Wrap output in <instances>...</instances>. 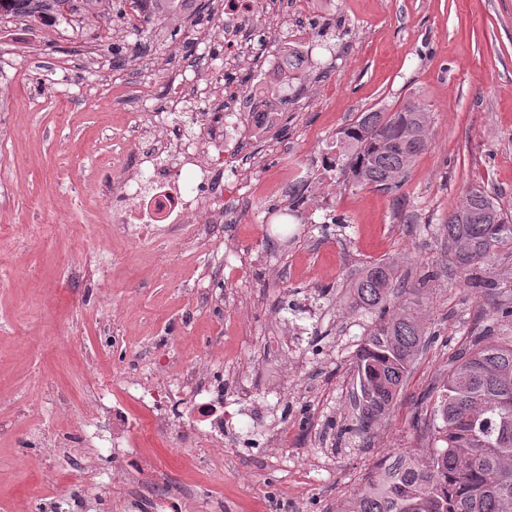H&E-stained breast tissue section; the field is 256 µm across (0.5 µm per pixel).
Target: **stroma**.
<instances>
[{
  "label": "stroma",
  "instance_id": "stroma-1",
  "mask_svg": "<svg viewBox=\"0 0 512 512\" xmlns=\"http://www.w3.org/2000/svg\"><path fill=\"white\" fill-rule=\"evenodd\" d=\"M106 27L96 17L60 24L0 69V512L22 500L57 506L90 456L102 478L117 459L134 479L87 512H338L385 455L431 452L416 424L453 353L484 329L512 336L497 318L512 306V252L457 268L442 226L475 188L512 215V0H277L249 31L248 61L210 72L223 90L214 109L233 108L273 68L277 39L302 45L315 69L293 87L273 143H257L251 179L303 174L321 206L288 219L287 196L268 189L205 246L112 234L100 185L120 117L83 58L91 49L111 60ZM144 41L124 73L147 87L149 109L187 119L192 106H173L167 88L193 59L188 26H155ZM195 45L224 54L214 39ZM409 102L429 112V142L398 194L322 176L315 151L326 139L359 113ZM378 261L414 287L430 338L385 421L362 433L354 357L374 317L349 308L348 288ZM304 297L312 319L281 310ZM202 358L224 373L225 406L262 409L249 430L287 428L286 446L184 447L154 432L139 392L116 379L131 367L172 395L181 369ZM98 379L112 380L103 401L129 420L130 440L114 441L108 421L82 425ZM53 430L70 453L28 467Z\"/></svg>",
  "mask_w": 512,
  "mask_h": 512
}]
</instances>
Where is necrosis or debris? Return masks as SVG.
<instances>
[{
  "label": "necrosis or debris",
  "mask_w": 512,
  "mask_h": 512,
  "mask_svg": "<svg viewBox=\"0 0 512 512\" xmlns=\"http://www.w3.org/2000/svg\"><path fill=\"white\" fill-rule=\"evenodd\" d=\"M266 9V0H219L225 57L238 53L243 33ZM112 91L126 116L123 148L112 156L109 220L117 237L129 239L130 225L138 224L145 236L163 231L181 240L196 239L213 234L217 224L246 205L247 194L225 192L224 170L238 162L246 131L264 133L279 124L277 100L260 98L248 113L228 112L212 124L208 115L217 87L200 69L186 66L171 88V99L196 106L201 131L191 134L174 125L169 113L145 111L148 94L133 78L113 76ZM182 383L183 395L156 410L154 425L194 445H230L227 431L238 415L225 411L224 386L211 375L207 361L186 367Z\"/></svg>",
  "instance_id": "necrosis-or-debris-1"
}]
</instances>
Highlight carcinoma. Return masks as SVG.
Wrapping results in <instances>:
<instances>
[{"label":"carcinoma","mask_w":512,"mask_h":512,"mask_svg":"<svg viewBox=\"0 0 512 512\" xmlns=\"http://www.w3.org/2000/svg\"><path fill=\"white\" fill-rule=\"evenodd\" d=\"M29 17L49 9L61 13L86 6L110 18L118 0H32ZM154 13L169 25L181 24L177 0H123ZM283 65L266 79L265 92L277 96L309 75V58L281 43ZM429 115L415 103L396 112L369 111L343 128L332 141L331 164L343 183L384 193L401 187L417 156L428 144ZM310 182L299 181L288 204H304ZM452 260L459 268L491 261L512 246V221L488 193L464 194L444 220ZM396 269L378 262L353 282L349 307L377 315L356 353L360 395L358 430L381 423L394 406L428 336L426 314L395 296ZM433 454L400 456L377 470L345 502L343 512H512V337L478 335L450 360L432 407Z\"/></svg>","instance_id":"cac0c4a2"}]
</instances>
